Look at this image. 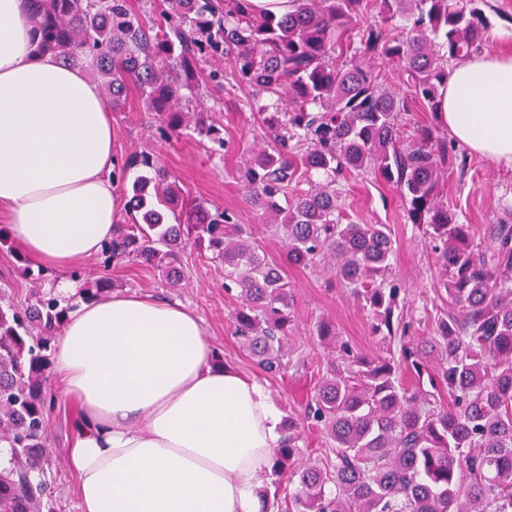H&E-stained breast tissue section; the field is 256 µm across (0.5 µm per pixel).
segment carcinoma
Instances as JSON below:
<instances>
[{
  "label": "carcinoma",
  "mask_w": 512,
  "mask_h": 512,
  "mask_svg": "<svg viewBox=\"0 0 512 512\" xmlns=\"http://www.w3.org/2000/svg\"><path fill=\"white\" fill-rule=\"evenodd\" d=\"M33 2V52L90 69L113 110L135 88L171 133L193 131L224 147L208 117L182 109L200 63L216 54L232 57L255 98H273L276 151L254 153L241 171L246 202L281 234L289 264L326 269L365 303L386 349L367 358L336 325L317 322L326 366L304 418L324 439L327 461L304 458L298 419L288 417L274 489L263 490L267 506L286 475L294 485L288 512H512V206L511 219L485 225L476 241L440 195L448 146L438 127L401 125L415 103L438 112L448 65L486 41L477 0H380L377 19L354 34L363 0H296L280 17L252 13L249 0H153L165 21L156 28L129 0ZM404 15V35L390 38V23ZM393 62L404 89L382 74ZM138 165L155 176L132 183L135 224L102 253L149 265L175 286L187 245L212 252L224 260L225 291H237L235 335L256 366L277 375L299 364L293 297L250 228L201 207L192 222L170 223L176 186L150 157L126 163ZM299 171L308 188L284 208L279 200ZM349 171L396 185L444 271L448 309L428 336H408L406 319L427 306L410 305L392 277L388 225L343 223L340 177ZM66 314L40 294L22 315L0 306V444L9 454L0 512H54L44 480L46 383ZM406 371L417 376L412 387L402 382Z\"/></svg>",
  "instance_id": "carcinoma-1"
}]
</instances>
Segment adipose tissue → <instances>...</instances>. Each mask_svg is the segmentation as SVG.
Instances as JSON below:
<instances>
[{
    "instance_id": "1",
    "label": "adipose tissue",
    "mask_w": 512,
    "mask_h": 512,
    "mask_svg": "<svg viewBox=\"0 0 512 512\" xmlns=\"http://www.w3.org/2000/svg\"><path fill=\"white\" fill-rule=\"evenodd\" d=\"M29 0H0V210L33 261L66 270L124 221L112 114L96 83L32 51ZM456 144L512 167V42L439 89ZM54 371L75 406L80 512H261L283 439L268 390L214 363L201 319L135 293L77 301Z\"/></svg>"
}]
</instances>
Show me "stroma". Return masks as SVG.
Returning <instances> with one entry per match:
<instances>
[{
  "mask_svg": "<svg viewBox=\"0 0 512 512\" xmlns=\"http://www.w3.org/2000/svg\"><path fill=\"white\" fill-rule=\"evenodd\" d=\"M188 108L206 110L209 122L220 129L226 147L216 150L208 138L195 134L177 137L159 132V122L144 111L137 93H130L124 108L113 111L115 152L120 160L148 153L158 167L175 180L181 199L200 203L209 210H225L239 223L249 225L267 258L283 267L294 296L293 315L297 334L306 355L305 364L290 368L282 376L264 375L234 335L231 313L237 304L224 291V263L211 252L190 246L182 254L184 277L170 286L161 274L141 263L104 255L89 259L75 274L80 282L103 275L116 291L136 292L159 300L176 301L194 310L204 321L215 351L224 362L237 367L269 390L283 414L297 413L315 385L323 351L310 336L319 318L335 322L345 341L368 357L381 355L383 345L375 337L372 320L362 302L346 289L329 285V275L288 264L279 238L245 202L238 172L259 148L273 145L266 127L257 116L251 88L235 74L230 58L214 57L203 65ZM219 72L210 80L208 72ZM450 157H466L465 168L451 166L442 192L460 223L483 229L496 220L502 198L512 199V168L467 154L464 147L449 143ZM343 211L355 224L388 225L395 241L392 274L414 305L446 310L448 296L441 285L436 258L422 235L407 220L396 186L371 173L346 174L341 185ZM18 245L0 246V305L25 308L34 294L54 292L63 271L41 276L38 264L24 265ZM75 410L63 398L47 409V444L53 450L50 491L56 512H79L76 475L68 465Z\"/></svg>",
  "mask_w": 512,
  "mask_h": 512,
  "instance_id": "1",
  "label": "stroma"
}]
</instances>
